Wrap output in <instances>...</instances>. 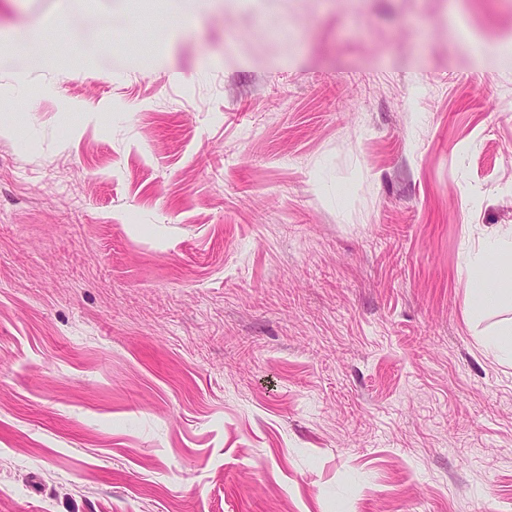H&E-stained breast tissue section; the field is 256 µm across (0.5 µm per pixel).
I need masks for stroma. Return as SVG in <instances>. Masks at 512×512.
<instances>
[{
  "label": "stroma",
  "instance_id": "1",
  "mask_svg": "<svg viewBox=\"0 0 512 512\" xmlns=\"http://www.w3.org/2000/svg\"><path fill=\"white\" fill-rule=\"evenodd\" d=\"M191 12L0 0V512H512V0ZM467 279L465 303L473 311L512 301V229L511 236L492 234L483 239L467 267ZM482 345L503 362L512 364V324L502 328L494 336L484 337Z\"/></svg>",
  "mask_w": 512,
  "mask_h": 512
}]
</instances>
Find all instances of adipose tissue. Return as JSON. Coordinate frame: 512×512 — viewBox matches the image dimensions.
I'll use <instances>...</instances> for the list:
<instances>
[{
  "label": "adipose tissue",
  "instance_id": "ef3b65f1",
  "mask_svg": "<svg viewBox=\"0 0 512 512\" xmlns=\"http://www.w3.org/2000/svg\"><path fill=\"white\" fill-rule=\"evenodd\" d=\"M467 271L465 303L474 311L512 299V235L492 234L483 239Z\"/></svg>",
  "mask_w": 512,
  "mask_h": 512
}]
</instances>
